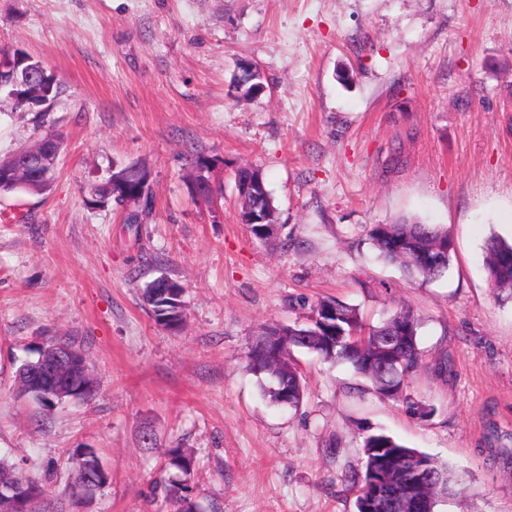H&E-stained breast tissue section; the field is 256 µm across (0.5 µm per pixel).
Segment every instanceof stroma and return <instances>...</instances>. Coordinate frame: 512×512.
I'll use <instances>...</instances> for the list:
<instances>
[{
    "label": "stroma",
    "instance_id": "stroma-1",
    "mask_svg": "<svg viewBox=\"0 0 512 512\" xmlns=\"http://www.w3.org/2000/svg\"><path fill=\"white\" fill-rule=\"evenodd\" d=\"M18 48L64 92L47 112L0 96V158L61 143L49 191L0 195V458L53 512H166L146 430L194 454L204 512H356L366 426L460 471L437 512H512V300L484 269L489 237L512 239V0H0V49ZM241 59L266 86L247 100L231 90ZM198 157L210 201L186 180ZM135 162L145 223L89 205ZM242 166L264 175L275 241L238 220ZM401 218L448 231L443 276L377 258L368 229ZM161 275L185 288L177 335L142 302ZM321 297L373 326L418 314L407 392L430 416L302 349L301 406L269 404L247 347ZM51 338L83 350L94 397L20 396L17 368ZM79 448L112 476L82 506Z\"/></svg>",
    "mask_w": 512,
    "mask_h": 512
}]
</instances>
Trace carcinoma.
Returning a JSON list of instances; mask_svg holds the SVG:
<instances>
[{"mask_svg": "<svg viewBox=\"0 0 512 512\" xmlns=\"http://www.w3.org/2000/svg\"><path fill=\"white\" fill-rule=\"evenodd\" d=\"M17 58L34 73V78L26 79L20 67L11 69L8 63H0V82L17 92L15 101L23 105L27 100L45 99L53 103L59 100L62 87L56 74L23 51ZM262 80L259 69L241 63L235 76L236 92L243 99L249 98ZM245 199L249 208L265 214L267 222H277V217L269 212V191L264 190L258 196L248 194ZM368 236L380 258L398 263L424 279L442 276L452 260L453 243L448 232L435 225L408 220L375 224ZM484 262L496 295L504 301L512 299V243L490 237ZM156 295L155 288L143 289V298L157 321L158 308L173 307L180 299L168 296L158 300ZM418 329V316L407 309L370 327L364 324L356 307L325 299L311 306L304 322L288 325V335L280 337V344L257 336L248 347L246 360L250 371L270 382L265 393L279 406L297 408L302 402L304 382L292 352L304 349L327 361L350 364L370 382L376 394L401 398L408 412L425 417L431 411L406 394L409 381L422 362ZM362 454V469L347 477L356 492L357 512H422L418 505L421 500L427 509L436 512L437 506L454 495L462 484V478L452 466L408 447L383 431H365ZM161 455L164 468L175 471L171 480L161 484L171 512H203L200 502L191 497L194 456L178 445L162 449ZM79 458L89 470L99 472L103 482H110V472L95 449H82ZM0 475L7 479L0 489L9 490L19 512H52L44 505V491L2 459Z\"/></svg>", "mask_w": 512, "mask_h": 512, "instance_id": "cac0c4a2", "label": "carcinoma"}]
</instances>
